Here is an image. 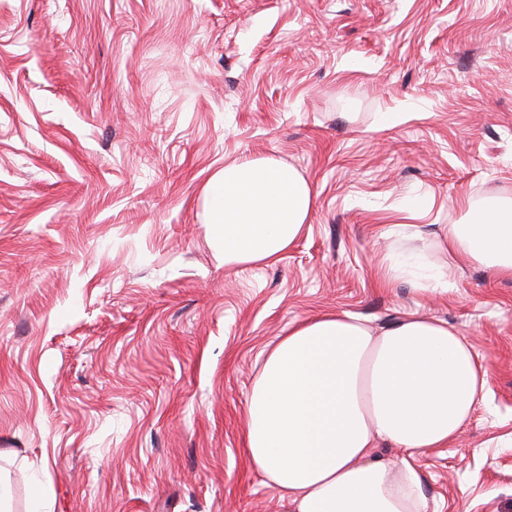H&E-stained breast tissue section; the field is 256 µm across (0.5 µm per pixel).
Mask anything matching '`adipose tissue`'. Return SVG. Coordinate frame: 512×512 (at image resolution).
Segmentation results:
<instances>
[{"instance_id": "1", "label": "adipose tissue", "mask_w": 512, "mask_h": 512, "mask_svg": "<svg viewBox=\"0 0 512 512\" xmlns=\"http://www.w3.org/2000/svg\"><path fill=\"white\" fill-rule=\"evenodd\" d=\"M228 266L281 257L310 218L309 183L272 159L225 165L205 188ZM449 251L512 276V206L448 225ZM489 365L447 322L375 326L345 312L311 317L267 351L246 401V446L285 512H427L411 460L448 446L486 396ZM387 442L391 466L371 455Z\"/></svg>"}]
</instances>
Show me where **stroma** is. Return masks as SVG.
I'll use <instances>...</instances> for the list:
<instances>
[{"label":"stroma","instance_id":"stroma-1","mask_svg":"<svg viewBox=\"0 0 512 512\" xmlns=\"http://www.w3.org/2000/svg\"><path fill=\"white\" fill-rule=\"evenodd\" d=\"M262 158L314 210L276 262L228 266L204 189ZM503 201L512 0H0L7 512H283L246 398L336 311L444 320L486 358L473 420L413 465L428 512H512V277L443 239ZM438 269L452 289L421 290Z\"/></svg>","mask_w":512,"mask_h":512}]
</instances>
